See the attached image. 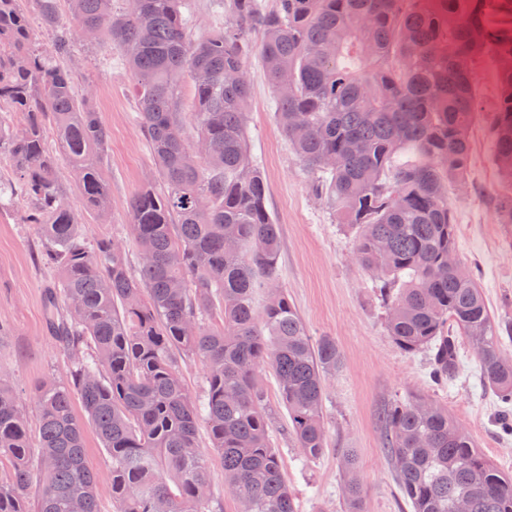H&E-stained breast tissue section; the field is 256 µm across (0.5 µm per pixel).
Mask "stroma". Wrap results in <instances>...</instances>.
I'll list each match as a JSON object with an SVG mask.
<instances>
[{"label":"stroma","instance_id":"1","mask_svg":"<svg viewBox=\"0 0 512 512\" xmlns=\"http://www.w3.org/2000/svg\"><path fill=\"white\" fill-rule=\"evenodd\" d=\"M251 80L248 132L253 157L267 185L266 206L279 226L277 284L295 304L313 339L330 337L342 365L330 378L324 401L328 446L304 460L288 433V416L271 373L261 375L273 414V441L282 458L297 512H346L341 483L344 449H353L363 493V512H411L384 450L383 414L395 401L418 392L447 407L479 450L512 475V433L499 424L504 408L483 382L469 344L460 347V374L436 382L425 353H403L388 336L385 310L372 276L353 256L354 229L334 222L312 190V177L291 153L276 118L274 95L258 53L247 60ZM72 68L79 87L96 92L110 135L112 196L107 218H85L83 235L104 233L122 242L130 262L136 246L127 226L128 203L154 168L137 121L136 87L120 53L77 40ZM480 112L472 128L468 180L451 195L460 258L476 274L497 324L512 328V225L501 223L496 198L504 181L494 162L491 129L498 108L497 68L483 58L473 75ZM19 207L0 210V375L10 377L18 401L30 408L49 375H63L71 357L52 336L45 317L49 279L38 260L41 240L20 223Z\"/></svg>","mask_w":512,"mask_h":512}]
</instances>
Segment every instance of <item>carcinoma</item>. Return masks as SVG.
I'll use <instances>...</instances> for the list:
<instances>
[{
    "label": "carcinoma",
    "mask_w": 512,
    "mask_h": 512,
    "mask_svg": "<svg viewBox=\"0 0 512 512\" xmlns=\"http://www.w3.org/2000/svg\"><path fill=\"white\" fill-rule=\"evenodd\" d=\"M29 1L48 47L32 37ZM189 10L190 0H136L133 10L0 0V162L14 175L0 178V209L27 199L21 221L40 235L39 262L53 273L47 321L73 355L63 377L39 388L34 434L0 378V512H99L89 428L109 458L115 512H213V455L242 512H296L259 372H274L288 431L314 459L326 448L323 400L341 353L330 338L312 339L288 293L269 287L278 225L250 153V80L225 78L248 74L254 34L277 123L317 175L316 194L356 229L354 253L378 278L389 336L406 353L426 352L440 382L458 377L462 342L480 344L483 381L512 432V359L472 271L448 265L457 249L448 189L468 175L473 66L489 53L499 65L494 162L512 188V0H225L224 27L201 38ZM86 30L106 35L135 78L154 155L156 174L128 207L135 270L112 235L90 245L81 231L84 215L110 209L109 132L94 93H78L62 63ZM186 81L191 112L182 111ZM183 356L204 367L198 397L180 375ZM385 422L412 512H456L460 500L467 512H512V476L448 408L412 394ZM342 473L347 512H362L351 450Z\"/></svg>",
    "instance_id": "1"
}]
</instances>
